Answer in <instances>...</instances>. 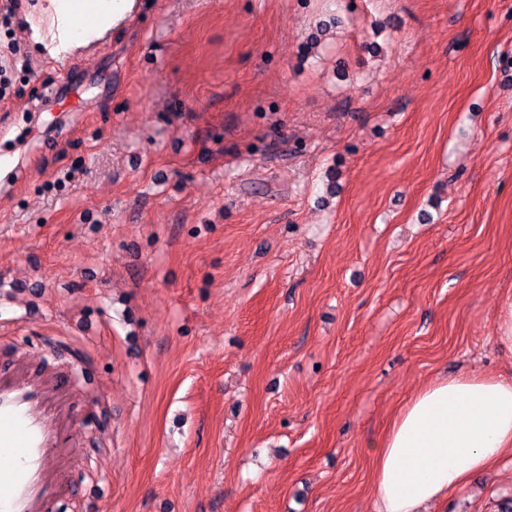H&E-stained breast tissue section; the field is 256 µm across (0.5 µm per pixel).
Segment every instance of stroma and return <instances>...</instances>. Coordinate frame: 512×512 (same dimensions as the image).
<instances>
[{
  "instance_id": "35a3bbf8",
  "label": "stroma",
  "mask_w": 512,
  "mask_h": 512,
  "mask_svg": "<svg viewBox=\"0 0 512 512\" xmlns=\"http://www.w3.org/2000/svg\"><path fill=\"white\" fill-rule=\"evenodd\" d=\"M34 2L0 0V369L70 378L60 512H372L404 403L512 377V0H150L65 62ZM510 496L512 456L436 512ZM496 342L512 350V294L499 304V315L495 323Z\"/></svg>"
}]
</instances>
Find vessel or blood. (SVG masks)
<instances>
[{"mask_svg":"<svg viewBox=\"0 0 512 512\" xmlns=\"http://www.w3.org/2000/svg\"><path fill=\"white\" fill-rule=\"evenodd\" d=\"M69 389L65 375L0 372V512H54L65 496L61 451L81 426L66 411Z\"/></svg>","mask_w":512,"mask_h":512,"instance_id":"1","label":"vessel or blood"}]
</instances>
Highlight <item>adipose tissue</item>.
<instances>
[{"label":"adipose tissue","instance_id":"1","mask_svg":"<svg viewBox=\"0 0 512 512\" xmlns=\"http://www.w3.org/2000/svg\"><path fill=\"white\" fill-rule=\"evenodd\" d=\"M142 0H45L27 14L29 37L68 59L137 17ZM512 455V379L446 377L395 416L373 454L374 512H426L475 474Z\"/></svg>","mask_w":512,"mask_h":512}]
</instances>
